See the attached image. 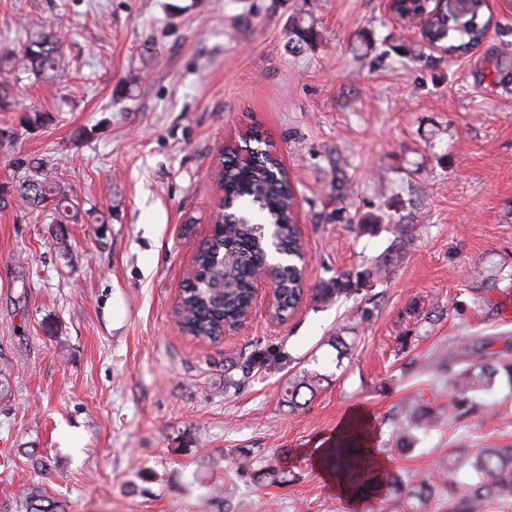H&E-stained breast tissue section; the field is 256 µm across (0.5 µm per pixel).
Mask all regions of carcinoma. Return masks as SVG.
<instances>
[{
    "label": "carcinoma",
    "mask_w": 512,
    "mask_h": 512,
    "mask_svg": "<svg viewBox=\"0 0 512 512\" xmlns=\"http://www.w3.org/2000/svg\"><path fill=\"white\" fill-rule=\"evenodd\" d=\"M487 0H446L429 23L424 40L444 53L463 55L485 38L493 17L485 15ZM17 64L37 77L53 76L60 67V45L54 28L38 26L14 52ZM263 132L253 128L242 148L224 150L218 172L224 198L213 218L219 225L208 247L197 254V282L184 287L181 299L183 330L200 339H216L221 329L234 327L253 301V277L265 268L280 287L278 313L293 310L303 295L302 256L295 224L297 201L280 163L267 150ZM22 199L36 209L64 213L71 208L66 188L51 175L48 164L31 161L28 175L17 188ZM371 272L340 273L331 286L319 290L324 299L350 296L362 291ZM454 357L442 351L436 362L448 384V410L460 416L478 407L477 397L495 389L500 376L512 387V361H492L484 353L457 366ZM256 354H243L230 361L229 368L240 373L230 385L241 386L259 371ZM324 380L318 372H303L286 381L283 402L296 410L303 406L304 394H315ZM440 412L411 397L403 401L391 419L395 443L402 448L416 446V432L428 429ZM358 453L343 448L335 453L332 465L346 467L349 478L362 490H372L384 479L370 476L361 481ZM454 473L467 472L473 481L454 494L446 481L429 477L403 479L392 476L391 488L401 498L403 512H424L430 501L445 496L448 512H488L490 506L512 504V447L479 448L458 454L447 463ZM24 512H66L64 504L42 494L33 486L20 493Z\"/></svg>",
    "instance_id": "1"
}]
</instances>
